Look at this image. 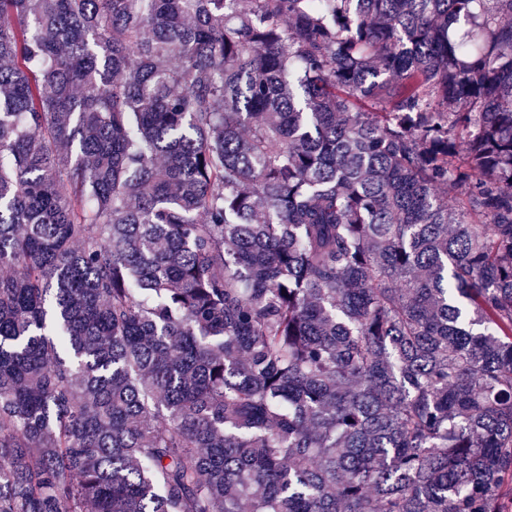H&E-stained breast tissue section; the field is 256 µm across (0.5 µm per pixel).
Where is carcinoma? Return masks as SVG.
Returning <instances> with one entry per match:
<instances>
[{"instance_id":"cac0c4a2","label":"carcinoma","mask_w":512,"mask_h":512,"mask_svg":"<svg viewBox=\"0 0 512 512\" xmlns=\"http://www.w3.org/2000/svg\"><path fill=\"white\" fill-rule=\"evenodd\" d=\"M0 512H512V0H0Z\"/></svg>"}]
</instances>
